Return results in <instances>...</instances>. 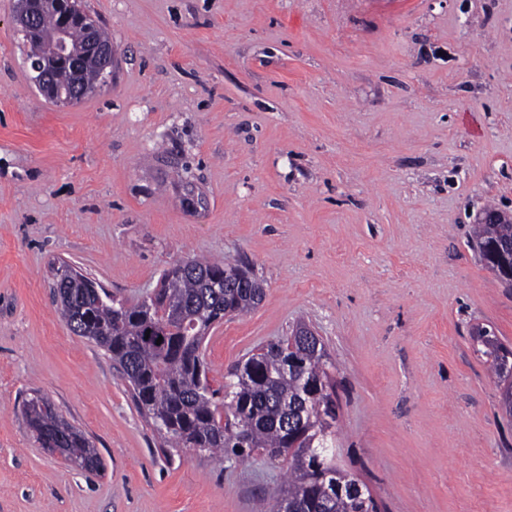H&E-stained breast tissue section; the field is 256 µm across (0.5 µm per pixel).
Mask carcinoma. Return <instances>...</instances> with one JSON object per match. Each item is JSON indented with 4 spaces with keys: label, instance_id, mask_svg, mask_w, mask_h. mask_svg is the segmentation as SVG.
Listing matches in <instances>:
<instances>
[{
    "label": "carcinoma",
    "instance_id": "1",
    "mask_svg": "<svg viewBox=\"0 0 512 512\" xmlns=\"http://www.w3.org/2000/svg\"><path fill=\"white\" fill-rule=\"evenodd\" d=\"M505 241L512 242V223L474 227L479 252ZM228 267L182 260L163 272V288L135 302L116 300L98 282L60 267L53 288L71 332L109 355L136 408L170 448L241 458L262 450L283 459L288 476L273 512H369L373 499L364 485L360 493L336 496V484L355 478L336 467V394L323 340L288 336L271 342L258 358L236 364L224 387L211 386L203 350L210 329L224 320L226 305L236 315L257 307L239 288L209 287ZM473 338L483 347L502 411L511 418L512 347L486 326L474 327ZM23 416L42 447L59 449L81 470H101L96 448L49 398L34 393L23 404Z\"/></svg>",
    "mask_w": 512,
    "mask_h": 512
}]
</instances>
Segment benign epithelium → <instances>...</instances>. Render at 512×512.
Masks as SVG:
<instances>
[{"mask_svg": "<svg viewBox=\"0 0 512 512\" xmlns=\"http://www.w3.org/2000/svg\"><path fill=\"white\" fill-rule=\"evenodd\" d=\"M52 15L57 21L55 38L44 53L28 61L31 80L38 91L60 106H70L96 93L80 80L88 64L94 65L102 78L112 76V44L98 39V22L79 5V0H16L14 28L26 40L36 38L42 20ZM80 28L85 33L82 48L74 50L69 33ZM215 288H260L262 283L245 269L224 275Z\"/></svg>", "mask_w": 512, "mask_h": 512, "instance_id": "1", "label": "benign epithelium"}]
</instances>
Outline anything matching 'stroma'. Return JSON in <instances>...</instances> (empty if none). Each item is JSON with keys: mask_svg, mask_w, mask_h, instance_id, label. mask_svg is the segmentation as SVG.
Wrapping results in <instances>:
<instances>
[{"mask_svg": "<svg viewBox=\"0 0 512 512\" xmlns=\"http://www.w3.org/2000/svg\"><path fill=\"white\" fill-rule=\"evenodd\" d=\"M112 81L45 100L0 0V512H268L282 460L165 455L54 301L68 262L135 300L176 261L249 264L259 307L205 341L213 387L313 324L344 467L380 512H512V418L471 336L512 346L472 246L512 213V0H82ZM97 449L67 465L33 391ZM495 210L491 207L486 208L485 212H491L484 215L482 219L484 223L480 220L479 224H475L472 241L478 252H482L491 243L512 242V223L504 224L511 222V215ZM23 416L42 448H59L64 460L81 470H101L102 462L96 448L80 430L62 417L49 398L34 392L23 404Z\"/></svg>", "mask_w": 512, "mask_h": 512, "instance_id": "stroma-1", "label": "stroma"}]
</instances>
